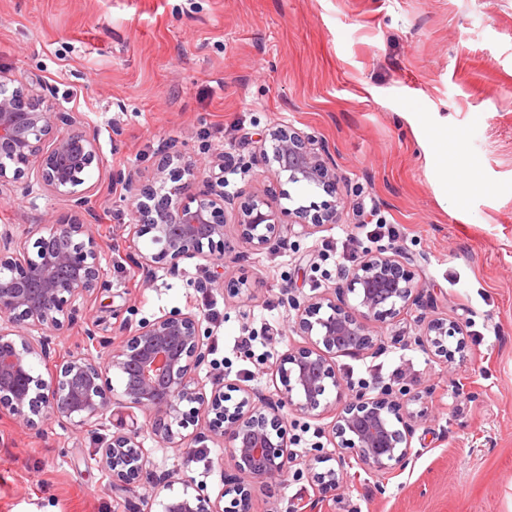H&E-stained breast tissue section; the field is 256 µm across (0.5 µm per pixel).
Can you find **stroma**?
Instances as JSON below:
<instances>
[{
    "label": "stroma",
    "mask_w": 512,
    "mask_h": 512,
    "mask_svg": "<svg viewBox=\"0 0 512 512\" xmlns=\"http://www.w3.org/2000/svg\"><path fill=\"white\" fill-rule=\"evenodd\" d=\"M0 71L40 82L59 111L98 135L99 166L87 177L90 218L104 250L109 290L54 337L52 361L81 354L87 322L112 320V297L127 293L140 320L211 303L218 347L199 370L263 395L275 390L281 353L305 345L284 294L305 299L337 278L323 241L353 234L357 210L398 225L420 294L407 314L378 325L379 346L336 358L339 375L371 392L399 388L424 411L401 468L370 476L346 467L349 494L319 491L305 470L316 431L330 418H301L297 460L275 480H244L223 443L190 461L187 451L144 434L151 475L176 473L219 498L244 483L247 512H512V0H0ZM452 129L447 166L425 154L419 113ZM292 126L329 150L340 217L311 232L284 231L257 252L237 244L224 281L202 293L206 262L172 275L143 273L127 254L150 253L130 232L131 211L112 191L117 173L151 181L162 155L185 152L199 180L223 155L229 193L296 208L326 201L323 190L276 180L263 165L261 134ZM248 174L233 173L239 159ZM464 198L445 195V181ZM47 193L0 194V231L36 232L70 214ZM459 323L464 352L443 364L416 336L429 320ZM264 336L252 363L234 347L243 332ZM462 383L452 393L454 383ZM143 413L113 405L103 422L49 421L22 428L0 413V512H141L148 481L113 491L96 452Z\"/></svg>",
    "instance_id": "stroma-1"
}]
</instances>
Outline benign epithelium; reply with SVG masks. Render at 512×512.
Returning <instances> with one entry per match:
<instances>
[{
  "mask_svg": "<svg viewBox=\"0 0 512 512\" xmlns=\"http://www.w3.org/2000/svg\"><path fill=\"white\" fill-rule=\"evenodd\" d=\"M72 123L69 113L58 111L35 87L0 72V193L6 188L28 197L37 187L66 198L75 211L37 230L33 257L11 231L0 232V409L35 431L51 420H102L112 406L106 374L113 369L121 378L119 401L149 417L157 443L187 449L222 440L232 467L247 478L276 479L296 460L285 408L302 418L332 415L329 441L337 449V466H323L320 447L308 452V477L321 488L339 484L352 458L375 475L404 463L411 452L413 422L424 412L406 421L396 415L394 389L383 387L371 395L366 387L356 390L345 384L336 372V356L375 348L378 336L372 323L397 318L419 294L406 257L392 244L365 250L342 277L339 288L355 295L356 304L336 299L334 292L302 301L287 298L295 312L294 329L307 345L277 358L274 372L280 387L261 404L254 389L221 378L205 389L198 369L207 356L210 330L204 315L191 310L143 320L133 334L112 343L97 338L100 322L93 321L85 329V352L60 362L46 379L37 372L36 363L51 357L52 337L68 329L95 293L109 288L97 228L76 216L91 211V189L85 183L87 172L99 162L97 133L61 130ZM260 156L279 179L328 192L335 188L329 151L310 134L291 126L272 128L261 139ZM214 166L219 172L200 189L195 161L183 153L160 159L156 180L150 183L125 178L134 234L156 248L133 259L135 265L162 263L176 274L183 261L200 259L213 271L194 287L221 283L231 245L219 214L234 205V197L224 191V156H216ZM234 217L237 239L262 251L285 226L283 219L316 229L336 223L337 209L334 203L315 211L287 209L257 196L235 210ZM461 334L456 322L436 318L418 343L449 364L464 348ZM453 337L456 345L450 348ZM103 355L104 369L96 362ZM234 392L239 393L235 400ZM201 410L208 416L205 432L195 420ZM190 427L193 431L184 433ZM98 454L117 492L147 473L142 432L135 426L112 435ZM173 484L168 474L153 480V498L162 512H224L204 487L188 480L182 481V493L160 499Z\"/></svg>",
  "mask_w": 512,
  "mask_h": 512,
  "instance_id": "7a95c632",
  "label": "benign epithelium"
}]
</instances>
